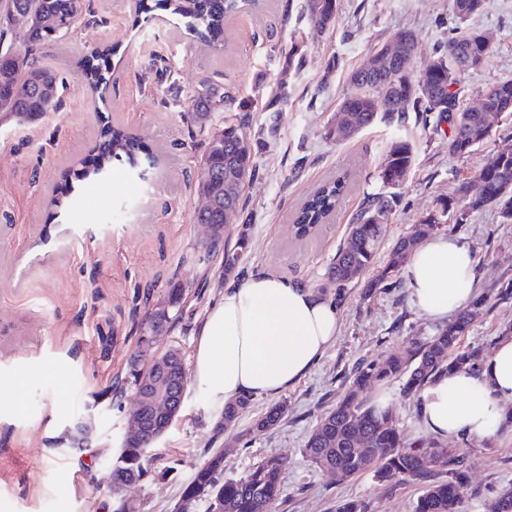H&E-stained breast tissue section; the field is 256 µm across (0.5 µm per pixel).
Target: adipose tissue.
Listing matches in <instances>:
<instances>
[{
    "label": "adipose tissue",
    "instance_id": "1",
    "mask_svg": "<svg viewBox=\"0 0 512 512\" xmlns=\"http://www.w3.org/2000/svg\"><path fill=\"white\" fill-rule=\"evenodd\" d=\"M473 258L459 238L434 235L410 254L406 285L424 317L443 321L475 298ZM339 332V311L316 289L261 275L226 286L195 342L193 377L221 408L239 396L279 394L311 369ZM426 430L441 439H485L512 427V336L480 372L455 370L419 393Z\"/></svg>",
    "mask_w": 512,
    "mask_h": 512
}]
</instances>
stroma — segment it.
Returning a JSON list of instances; mask_svg holds the SVG:
<instances>
[{
	"label": "stroma",
	"mask_w": 512,
	"mask_h": 512,
	"mask_svg": "<svg viewBox=\"0 0 512 512\" xmlns=\"http://www.w3.org/2000/svg\"><path fill=\"white\" fill-rule=\"evenodd\" d=\"M302 0H245L224 23V41L212 48L187 31L162 5L137 13L135 0H86L74 32L42 49L41 64L65 87L56 109L20 124L0 117V512H112L107 491L112 456L135 407L131 386H119L138 350L146 313L163 307L169 285L185 288L182 311L158 346L193 355L198 330L224 286L270 275L335 293L325 275L364 198L377 192L376 170L392 142H410L416 163L376 256L384 265L394 243L441 198L487 159L512 148V112L502 113L490 136L470 155L448 152V126L409 111L379 120L348 140L328 131L349 89L348 77L375 48L400 30H413L421 69L446 43L457 20L450 0H340L331 27L314 26ZM492 39L483 65L461 77L464 106L495 82L512 79V0H485L470 20ZM303 38L298 69L283 72L284 49ZM109 50L107 89L95 96L80 79L82 64ZM288 80L277 131L257 157L258 171L243 190L250 219L249 246L233 273L224 255L203 256L208 239L193 221L199 203L198 163L207 136L187 115L200 86L214 80L252 97L251 130L266 128L263 107L280 78ZM111 125L137 136L146 154L160 156L149 181L125 160L93 175L100 132ZM344 175L349 187L328 223L311 238H295L301 201L326 180ZM440 233L466 241L477 261V296L463 345L491 350L512 323V299L499 301L512 283V223L487 206ZM442 324L420 316L406 285L366 294L347 288L340 331L310 373L280 395L253 401L235 425L218 424L195 382H188L180 415L156 443L143 481L126 491L142 512H170L195 465L224 455V478H239L263 458L288 459L277 512H335L338 502H365L368 512H414L420 485L397 486L365 471L347 481L312 463L304 445L320 417L339 398L357 363L391 352L410 356ZM385 395L409 441L428 439L417 398L401 382L368 387ZM275 404L280 423L258 429L255 419ZM91 441L78 450L69 428L79 419ZM449 445L464 458L468 480L463 512H491L494 496L512 487V432L491 440L458 438Z\"/></svg>",
	"instance_id": "stroma-1"
}]
</instances>
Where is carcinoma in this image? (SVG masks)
Listing matches in <instances>:
<instances>
[{
    "label": "carcinoma",
    "mask_w": 512,
    "mask_h": 512,
    "mask_svg": "<svg viewBox=\"0 0 512 512\" xmlns=\"http://www.w3.org/2000/svg\"><path fill=\"white\" fill-rule=\"evenodd\" d=\"M172 13L186 19V26L199 39L213 43L224 33V18L237 12L239 0H165ZM483 0H451V9L461 23L478 14ZM339 0H303L302 9L309 20L321 27H330L336 19ZM84 0H0V16L17 12L31 17L24 32L32 45L54 42L73 30L83 16ZM391 40L406 58L416 47V36L410 30H400ZM12 36L0 29V112L14 117L19 123L32 122L56 107L62 80L55 70L28 60L13 50ZM484 31L462 27L448 39L443 52L413 75L406 74L398 58L387 61L382 48L369 59L370 67H361L350 77V89L343 97L339 111L346 113L351 130L328 134L346 140L372 126L379 117L393 119L422 108L436 114L437 121L448 123V152L463 157L483 143L491 132V117L500 112H512V79L494 84L482 93L485 103L480 112H470L460 99L458 85L462 74L478 69L491 52ZM287 83L280 82L272 91L265 110L277 111L286 102ZM202 108L190 113V119L205 129L211 113L237 111L224 120V127L209 133L207 148L198 172V191L205 193L208 204L194 212V222L220 224L224 210L239 211L241 190L238 180L254 178L255 158L265 147L259 136L247 134L246 113L252 111L253 99L242 97L229 89L217 99L200 96ZM93 175L109 172L112 160L126 158L131 167L140 163L143 147L136 136L119 129L103 131ZM415 163L412 144L395 141L386 152L377 170L381 191L370 195L350 225L347 240L327 268V276L336 283V301H342L347 286L360 279L374 264L386 224L398 204L399 189ZM346 180L339 177L320 186L299 209L294 227L304 238L325 223L335 211ZM459 193L464 206L440 199L414 225L411 233L398 239L387 262L364 282L367 291L388 288L401 279L404 264L412 250L440 225L455 214L461 224L471 211L486 206L498 209L505 222H512V154L491 156L473 179L461 183ZM248 228L242 225L235 248L224 253L225 272H232L246 252ZM173 321L167 309L156 310L141 323V346L151 347L152 337L159 335L165 324ZM471 312L462 310L448 325L429 339L418 343L414 354L383 355L358 367L336 405L328 411L310 434L305 455L316 465L331 471L338 481H345L371 470L389 484L414 482L423 488L415 512H460L466 469L455 452L434 440L408 442L400 429L392 408L378 409L368 403L363 392L367 385L402 382L407 396L418 394L434 377L453 369L473 373L481 370L487 357L477 347H464L462 338L471 325ZM165 384L172 406H177L184 383L179 370H168ZM251 405V397L242 396L224 406L221 423H234ZM285 407L274 405L256 422L267 429L277 425ZM168 420L154 416L145 408V430L136 439L118 449L112 459V484L130 486L143 480L152 458L150 451L156 435L166 428ZM223 459L220 456L195 466L192 477L182 489L183 497L198 501L209 498L220 504L223 512H276L281 498V474L287 460L270 455L256 463L238 479H223Z\"/></svg>",
    "instance_id": "1"
}]
</instances>
